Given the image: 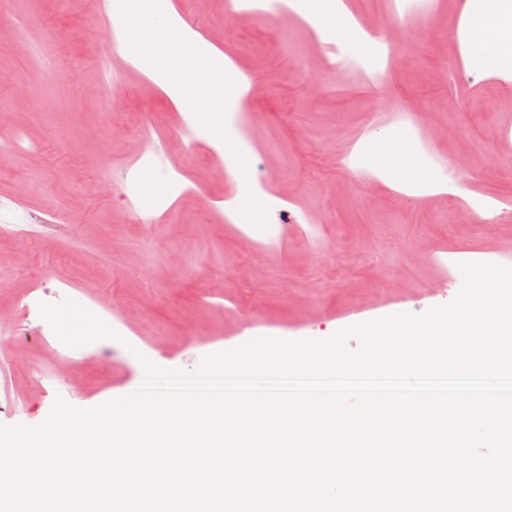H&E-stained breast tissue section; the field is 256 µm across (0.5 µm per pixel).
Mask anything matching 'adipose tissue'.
<instances>
[{
  "label": "adipose tissue",
  "instance_id": "obj_1",
  "mask_svg": "<svg viewBox=\"0 0 512 512\" xmlns=\"http://www.w3.org/2000/svg\"><path fill=\"white\" fill-rule=\"evenodd\" d=\"M298 11L325 41L359 31L345 0H298ZM460 30L461 51L468 68L512 83V0H468ZM358 155L382 183L405 193L425 196L453 194L472 201L478 214L484 202H473L462 186L430 176L410 142L395 130L368 135Z\"/></svg>",
  "mask_w": 512,
  "mask_h": 512
}]
</instances>
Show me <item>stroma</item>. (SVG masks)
Listing matches in <instances>:
<instances>
[{
  "instance_id": "obj_1",
  "label": "stroma",
  "mask_w": 512,
  "mask_h": 512,
  "mask_svg": "<svg viewBox=\"0 0 512 512\" xmlns=\"http://www.w3.org/2000/svg\"><path fill=\"white\" fill-rule=\"evenodd\" d=\"M395 60L328 43L298 15L258 14L228 38L224 0H171L246 78L238 133L276 204L264 234L226 213L237 173L123 54L100 37L107 0H0V424L36 425L56 397L92 408L129 395L141 358L194 369L269 336L324 339L386 311L450 302L462 262L512 266V85L468 71L463 0H425L393 24L394 0H345ZM386 128L412 136L438 177L491 203L379 184L358 158ZM146 167L179 187L142 199L118 179ZM150 221L133 228L136 213ZM69 298L120 341L64 345L25 300Z\"/></svg>"
}]
</instances>
